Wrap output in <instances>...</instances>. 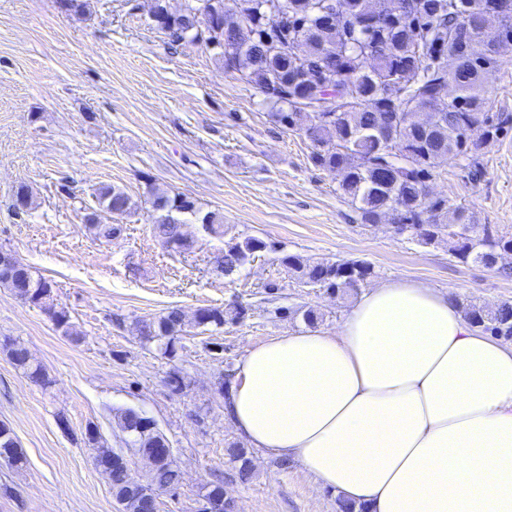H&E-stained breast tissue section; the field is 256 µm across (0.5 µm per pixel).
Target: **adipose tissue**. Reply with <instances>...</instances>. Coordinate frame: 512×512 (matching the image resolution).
Returning a JSON list of instances; mask_svg holds the SVG:
<instances>
[{"label": "adipose tissue", "mask_w": 512, "mask_h": 512, "mask_svg": "<svg viewBox=\"0 0 512 512\" xmlns=\"http://www.w3.org/2000/svg\"><path fill=\"white\" fill-rule=\"evenodd\" d=\"M224 412L368 512H512V342L422 282L371 286L336 330L248 346Z\"/></svg>", "instance_id": "obj_1"}]
</instances>
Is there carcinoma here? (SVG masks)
Returning <instances> with one entry per match:
<instances>
[{"mask_svg": "<svg viewBox=\"0 0 512 512\" xmlns=\"http://www.w3.org/2000/svg\"><path fill=\"white\" fill-rule=\"evenodd\" d=\"M200 0H185L172 12L168 0H153L157 30L170 43L197 39ZM344 17L335 20L322 13L323 0H239L229 11L224 0H207L206 14L216 21L223 45L217 55L224 68L263 97L275 112V122L289 130L298 119L308 118L310 163L338 173V191L364 224H379L389 215L398 219L420 244L448 242V254L462 264L494 268L501 251H512V237L480 236L479 225L461 205L449 198H434L429 181L437 161L461 156L479 170L473 146L494 140L512 130V113L495 112V99L484 84L485 74L498 67L501 47L512 46V0H341ZM67 16H83L90 0H57ZM390 141L403 155L387 154ZM99 209L85 216L100 239L120 232L106 224L101 213L124 215L132 209L131 197L121 188L103 185L97 190ZM156 212L152 234L162 245L173 242L177 250L191 247L183 232L187 223L201 225L212 237H223L224 214L205 211L196 199L183 193L152 194ZM274 245L258 237L232 236L216 257V268L234 277L259 254ZM297 279L311 288L336 295L362 288L373 275L370 264L355 261L311 263L294 255L281 258ZM0 286L9 288L51 315L55 326L70 333L68 311L53 303L51 284L33 275L28 265L20 276L0 272ZM472 327L512 341V303L494 308L457 300ZM182 310L171 308L152 318H136L132 332L155 342L170 359L183 348L175 334ZM197 325L218 330L227 321L243 320L247 309L228 313L218 307L196 310ZM16 368L36 384L50 380L41 365L32 362L20 345L9 348ZM146 413L127 408L115 414L116 427L132 439L136 454L153 462L150 483L158 490L173 489L181 471L172 461L159 458L161 434L142 429ZM97 428L86 431L97 442V469L105 475L121 512H157V500L134 502L128 463L106 442ZM239 478L252 471L248 449L232 443L226 448ZM0 460L19 467L25 456L8 426L0 433Z\"/></svg>", "mask_w": 512, "mask_h": 512, "instance_id": "carcinoma-1", "label": "carcinoma"}]
</instances>
